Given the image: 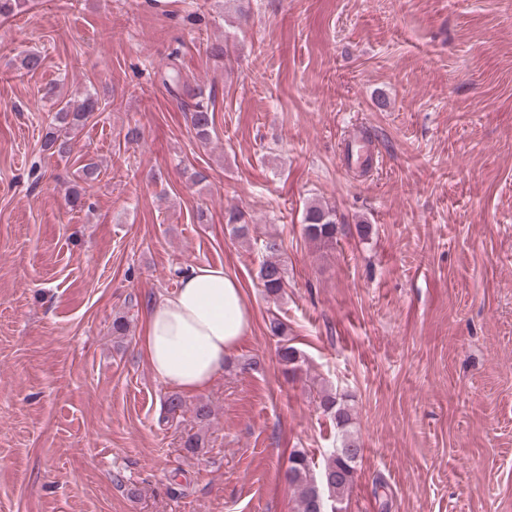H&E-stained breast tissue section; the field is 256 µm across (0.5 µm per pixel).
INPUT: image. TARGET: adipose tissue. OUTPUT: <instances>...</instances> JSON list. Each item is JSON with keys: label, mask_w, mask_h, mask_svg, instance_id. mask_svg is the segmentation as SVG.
<instances>
[{"label": "adipose tissue", "mask_w": 512, "mask_h": 512, "mask_svg": "<svg viewBox=\"0 0 512 512\" xmlns=\"http://www.w3.org/2000/svg\"><path fill=\"white\" fill-rule=\"evenodd\" d=\"M251 329L238 280L221 267L191 266L180 286L152 304L144 348L150 369L185 392L208 386Z\"/></svg>", "instance_id": "obj_1"}]
</instances>
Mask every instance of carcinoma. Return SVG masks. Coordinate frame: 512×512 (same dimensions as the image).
Returning a JSON list of instances; mask_svg holds the SVG:
<instances>
[{
	"label": "carcinoma",
	"mask_w": 512,
	"mask_h": 512,
	"mask_svg": "<svg viewBox=\"0 0 512 512\" xmlns=\"http://www.w3.org/2000/svg\"><path fill=\"white\" fill-rule=\"evenodd\" d=\"M43 57L37 52H26L19 55L18 70L22 74L37 71L42 67ZM195 102L187 105L190 121L196 134L205 139L209 136L214 124V113L209 105L201 100L202 93L188 91ZM44 97L53 101L55 110L53 126L45 134L44 147L60 157L72 151L69 132L82 128L93 115L100 111L101 103L95 95L88 93L76 104L57 92V86L48 87ZM79 180L87 187H93L98 181L101 171L97 165L89 162L78 168ZM243 213L238 209L230 210L227 224L239 238L248 235V224L242 222ZM305 234L309 240L330 245L336 241L337 224L333 210L319 204L310 205L305 217ZM281 240L270 235L262 243L265 258L260 263L257 277L264 288L265 296L273 301L283 297L288 288L287 270L279 259ZM271 335L279 338L277 354L283 372L295 376L301 371L303 359L299 350L288 339V325L275 316L269 321ZM319 408L336 424L339 446L330 451L324 459L319 474H313L311 462L302 451L294 452L289 458L285 471V481L296 491L297 512H336L338 504L355 481L356 465L362 457L363 448L350 431L352 424V406L346 398L330 389L321 392Z\"/></svg>",
	"instance_id": "carcinoma-1"
}]
</instances>
